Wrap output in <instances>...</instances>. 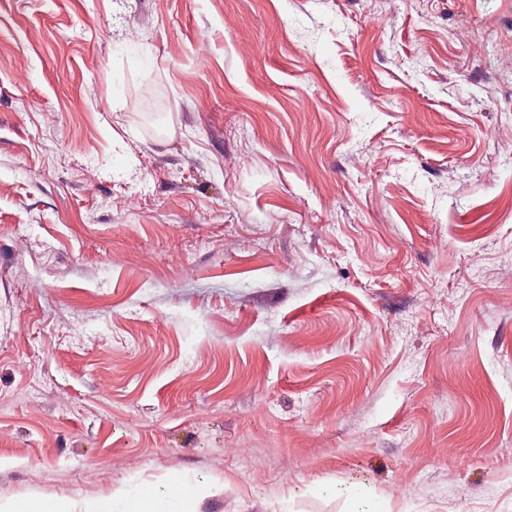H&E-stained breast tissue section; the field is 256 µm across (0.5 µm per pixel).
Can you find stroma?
I'll use <instances>...</instances> for the list:
<instances>
[{
    "instance_id": "obj_1",
    "label": "stroma",
    "mask_w": 512,
    "mask_h": 512,
    "mask_svg": "<svg viewBox=\"0 0 512 512\" xmlns=\"http://www.w3.org/2000/svg\"><path fill=\"white\" fill-rule=\"evenodd\" d=\"M512 0H0V512H512ZM125 507L122 512H196V495L193 487L186 482L175 480L162 491L136 486L123 495ZM170 505L166 510L161 505Z\"/></svg>"
}]
</instances>
